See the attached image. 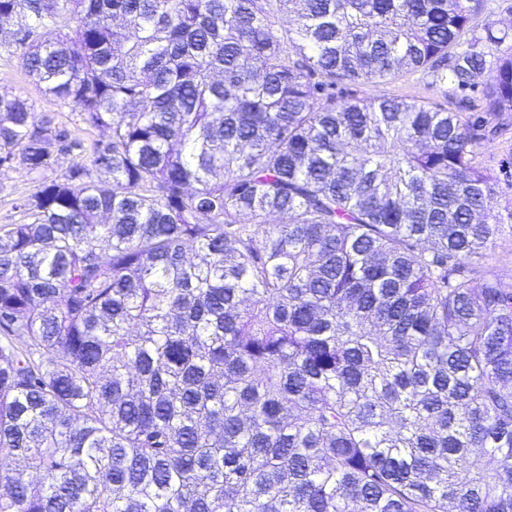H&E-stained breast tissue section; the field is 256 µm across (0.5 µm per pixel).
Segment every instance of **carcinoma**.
Instances as JSON below:
<instances>
[{"label": "carcinoma", "instance_id": "cac0c4a2", "mask_svg": "<svg viewBox=\"0 0 512 512\" xmlns=\"http://www.w3.org/2000/svg\"><path fill=\"white\" fill-rule=\"evenodd\" d=\"M470 0H0L69 133L0 95V512H512V282ZM52 31L54 37L46 36ZM495 71L486 67L475 79L471 90L457 92L448 97L432 85V78L423 73L407 74L392 82L372 81L364 84H343L348 90L343 93H355L358 97H402L424 103H438L465 116L480 115L484 118L485 131L478 148L477 161L486 168L495 179L498 198V219L506 232L495 240V246L489 253V263L502 269H512V234L507 232L512 225V112L503 115L480 112L483 92L495 78ZM33 185L19 156L11 168L0 170V225L22 221V213L17 206Z\"/></svg>", "mask_w": 512, "mask_h": 512}]
</instances>
